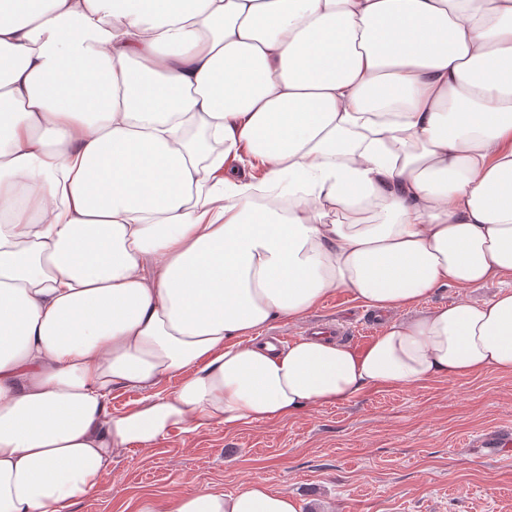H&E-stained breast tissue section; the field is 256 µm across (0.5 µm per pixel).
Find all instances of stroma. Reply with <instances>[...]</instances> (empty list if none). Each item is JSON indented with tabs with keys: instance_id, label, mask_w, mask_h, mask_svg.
Listing matches in <instances>:
<instances>
[{
	"instance_id": "stroma-1",
	"label": "stroma",
	"mask_w": 512,
	"mask_h": 512,
	"mask_svg": "<svg viewBox=\"0 0 512 512\" xmlns=\"http://www.w3.org/2000/svg\"><path fill=\"white\" fill-rule=\"evenodd\" d=\"M334 325L337 342L366 345L383 321L345 290L305 321H280L261 339ZM512 377L495 372L416 387H373L351 403L319 405L284 421L174 431L150 450L123 449L112 475L69 512H134L210 484L232 492L259 482L303 512H512Z\"/></svg>"
}]
</instances>
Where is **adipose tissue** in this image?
Segmentation results:
<instances>
[{"label": "adipose tissue", "instance_id": "1", "mask_svg": "<svg viewBox=\"0 0 512 512\" xmlns=\"http://www.w3.org/2000/svg\"><path fill=\"white\" fill-rule=\"evenodd\" d=\"M492 279L512 0H0V512H69L176 430L512 376V285L424 305ZM339 289L394 319L256 343ZM136 509L301 512L259 483ZM503 286L504 284H501L499 281H492L477 288H459L456 286L440 288L437 290V292L427 298L424 304L425 307L431 308L438 305L447 304L461 297L475 300L486 299L492 297L499 290V288H502Z\"/></svg>", "mask_w": 512, "mask_h": 512}]
</instances>
